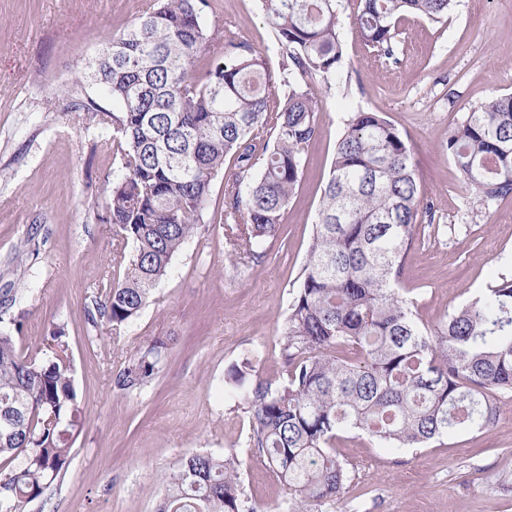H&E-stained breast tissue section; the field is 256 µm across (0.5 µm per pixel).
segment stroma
Wrapping results in <instances>:
<instances>
[{
	"instance_id": "stroma-1",
	"label": "stroma",
	"mask_w": 512,
	"mask_h": 512,
	"mask_svg": "<svg viewBox=\"0 0 512 512\" xmlns=\"http://www.w3.org/2000/svg\"><path fill=\"white\" fill-rule=\"evenodd\" d=\"M146 0H0V299L29 290L11 315L18 343L38 356L63 328L84 413L67 469L27 512H155L165 479L190 451L239 460L249 512H278L284 490L249 448V415L224 396L225 375L247 353L258 378L286 379L280 334L305 263L336 140L351 112L383 114L407 139L433 223L415 230L404 288L434 326L500 275L512 273V198L484 208L462 187L448 133L491 94L512 93V0H457L447 20L410 16L394 58L355 33L353 0H339L344 58L333 84L315 80L319 132L264 255L239 263L222 225L224 180L215 178L204 212L208 231L171 263L150 302L120 335L87 310L106 279H121L106 208L121 164L105 129L81 110L114 112L77 67L119 33ZM203 21L248 40L272 70L281 47L256 0H210ZM78 108H71V101ZM168 343L163 368L138 389H115L125 360L154 338ZM336 454L351 480L326 512H512V392L499 395L487 432H463L424 448L380 447L341 435Z\"/></svg>"
}]
</instances>
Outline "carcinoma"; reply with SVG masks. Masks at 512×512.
I'll list each match as a JSON object with an SVG mask.
<instances>
[{
	"instance_id": "cac0c4a2",
	"label": "carcinoma",
	"mask_w": 512,
	"mask_h": 512,
	"mask_svg": "<svg viewBox=\"0 0 512 512\" xmlns=\"http://www.w3.org/2000/svg\"><path fill=\"white\" fill-rule=\"evenodd\" d=\"M337 0H259L286 62L271 72L247 40L205 27L209 0H151L81 78L109 91L120 115L107 139L122 175L108 200L115 237L129 252L123 279L107 280L90 320L118 335L149 302L172 259L201 230L212 180L224 178L221 224L239 262L263 256L281 228L318 131L317 103L303 90L331 84L344 56ZM455 0H356L353 24L365 45L395 56L407 14L448 18ZM205 64H200L202 57ZM448 155L462 183L490 207L512 197V93L492 94L454 127ZM232 165L225 166L226 160ZM423 202L411 152L378 112L344 123L316 214L307 260L281 341L287 381L252 378L258 355L227 374L224 393L246 406L250 446L285 490L283 512H322L350 481L334 451L341 433L384 448H421L461 432L489 430L496 399L512 390V278L500 277L436 327L425 324L402 286ZM20 323L0 317V411L26 406L13 434L0 431V512H26L69 465L83 422L64 332L51 355L21 349ZM157 338L114 378L141 388L162 368ZM235 456L190 452L166 479L155 512H243Z\"/></svg>"
}]
</instances>
